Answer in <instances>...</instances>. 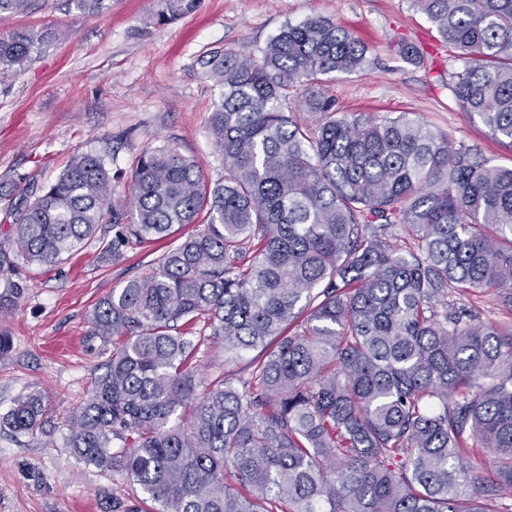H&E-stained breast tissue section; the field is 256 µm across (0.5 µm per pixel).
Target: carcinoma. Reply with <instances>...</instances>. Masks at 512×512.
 <instances>
[{
	"label": "carcinoma",
	"instance_id": "carcinoma-1",
	"mask_svg": "<svg viewBox=\"0 0 512 512\" xmlns=\"http://www.w3.org/2000/svg\"><path fill=\"white\" fill-rule=\"evenodd\" d=\"M195 4L162 0L156 22ZM413 4L463 62L460 109L512 147V0ZM53 38L1 36L0 84ZM366 54L322 17L284 26L259 59L216 51L207 127L223 177L167 143L141 153L118 200L87 152L7 210L17 256L45 267L101 224L114 259L132 238L205 224L94 309L88 341L116 342L63 436L154 512H512V323L455 300L512 281V167L410 112L332 116L318 87ZM297 84L329 114L313 134L287 106ZM217 341L267 355L203 377ZM50 415L25 394L0 429L50 436ZM481 448L491 482L465 466Z\"/></svg>",
	"mask_w": 512,
	"mask_h": 512
}]
</instances>
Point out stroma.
<instances>
[{
    "mask_svg": "<svg viewBox=\"0 0 512 512\" xmlns=\"http://www.w3.org/2000/svg\"><path fill=\"white\" fill-rule=\"evenodd\" d=\"M88 15L68 0H33L27 13L0 16V36L52 26L54 40L0 85V185L35 198L71 159L105 154L115 196L126 199L143 150L166 143L194 158L210 178L224 174L206 120L219 92L206 74L211 52L261 57L286 24L331 19L367 48L353 74L326 83L340 114L380 119L412 112L453 145L465 144L493 163L512 166V147L462 112L453 93L461 67L453 48L412 0H197L194 10L160 25V0H108ZM417 45L406 62L399 41ZM199 225L168 239L132 243L113 258L112 227L52 268L0 271L7 305L0 330L11 347L0 353V414L22 394L40 392L52 409V438L0 431V512H104L112 495L133 498L121 477L79 462L63 446L65 422L88 400L111 347H89V318L99 301L158 259ZM23 283L11 293L9 282Z\"/></svg>",
    "mask_w": 512,
    "mask_h": 512,
    "instance_id": "stroma-1",
    "label": "stroma"
}]
</instances>
